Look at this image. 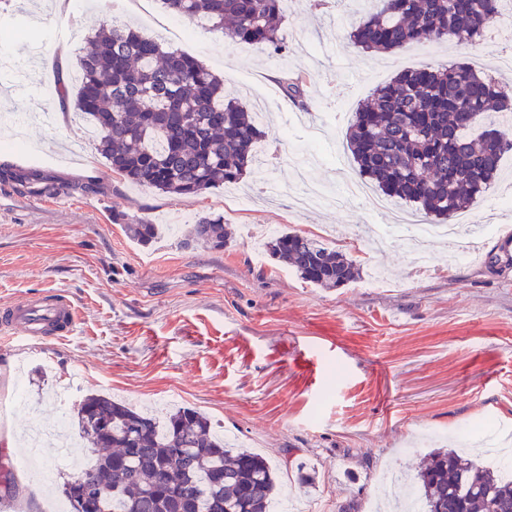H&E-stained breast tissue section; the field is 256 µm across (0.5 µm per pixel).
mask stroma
Listing matches in <instances>:
<instances>
[{"label": "stroma", "instance_id": "stroma-1", "mask_svg": "<svg viewBox=\"0 0 512 512\" xmlns=\"http://www.w3.org/2000/svg\"><path fill=\"white\" fill-rule=\"evenodd\" d=\"M82 23L61 31L55 21L31 29L18 0L0 6V163L43 171L51 193H30L0 181V307L56 291L72 300L78 321L58 340L0 342V393L23 377L30 404L0 429V459L18 463L17 441L31 427L66 418L79 436L77 408L90 394L138 406L192 407L239 442L279 462L281 512H339L355 502L375 512L391 470L404 500L415 492L416 461L437 448L512 449V268L489 262L499 236L512 234V154L500 180L457 216L472 257L452 263V244L428 243L426 269L416 268L392 212L408 223L421 213L393 200L369 212L363 201L300 207L293 195L268 198L270 173L293 182L295 154L308 155L309 177L329 195L348 178L346 132L357 105L398 72L465 62L512 85V33L493 24L476 42L449 40L394 54L366 53L349 39L361 13L346 0L318 16L306 0L285 14L288 51L275 55L229 44L221 29L167 12L159 0H127L115 21L194 56L240 92L249 107L265 103L258 144L270 168L252 166L240 184L199 195H169L112 173L75 107L42 95L39 63L57 55L64 76L77 68L86 41L103 23L101 0H74ZM301 78L305 102L286 97L279 81ZM93 192H85L86 183ZM223 217L233 232L221 250L182 247L184 221ZM163 225L144 247L125 227ZM321 236L356 260L361 279L341 288L304 283L291 267L255 251L269 232ZM313 358L315 371L294 357ZM77 398L60 405L56 390L73 373ZM50 482L33 485L17 472L20 493L0 512H43L62 501L72 470L57 456L41 458ZM312 483H301L302 474Z\"/></svg>", "mask_w": 512, "mask_h": 512}]
</instances>
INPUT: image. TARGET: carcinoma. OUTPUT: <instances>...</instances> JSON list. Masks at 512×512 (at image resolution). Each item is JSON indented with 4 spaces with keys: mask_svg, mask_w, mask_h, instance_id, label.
Wrapping results in <instances>:
<instances>
[{
    "mask_svg": "<svg viewBox=\"0 0 512 512\" xmlns=\"http://www.w3.org/2000/svg\"><path fill=\"white\" fill-rule=\"evenodd\" d=\"M178 17L204 20L232 43L287 49L283 0H160ZM349 32L365 52H397L422 41H475L500 15L502 0H372ZM75 106L97 130V151L112 172L166 194L199 195L242 179L263 136L255 112L224 90L199 60L165 51L157 39L106 24L89 37L78 60ZM287 97L304 99L302 82L285 76ZM512 87L464 63L409 69L377 87L356 109L349 150L361 178L384 195L452 223L494 184L512 134L495 127L511 111ZM0 179L30 192L52 184L38 169L0 166ZM147 247L159 225H125ZM231 231L219 218L191 225L182 244L222 250ZM319 288L360 279V267L324 241L282 231L264 243ZM82 437L103 453L63 483L69 512H87L78 481L112 486L119 495L99 512H269L276 494L270 462L232 450L200 411L180 407L163 416L91 394L77 409ZM419 512H512V479L438 448L415 477Z\"/></svg>",
    "mask_w": 512,
    "mask_h": 512,
    "instance_id": "obj_1",
    "label": "carcinoma"
}]
</instances>
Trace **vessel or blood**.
I'll use <instances>...</instances> for the list:
<instances>
[{"mask_svg": "<svg viewBox=\"0 0 512 512\" xmlns=\"http://www.w3.org/2000/svg\"><path fill=\"white\" fill-rule=\"evenodd\" d=\"M77 322V307L66 296L48 291L20 299L0 309V336L21 332L29 339H56L70 333Z\"/></svg>", "mask_w": 512, "mask_h": 512, "instance_id": "b4317fda", "label": "vessel or blood"}]
</instances>
